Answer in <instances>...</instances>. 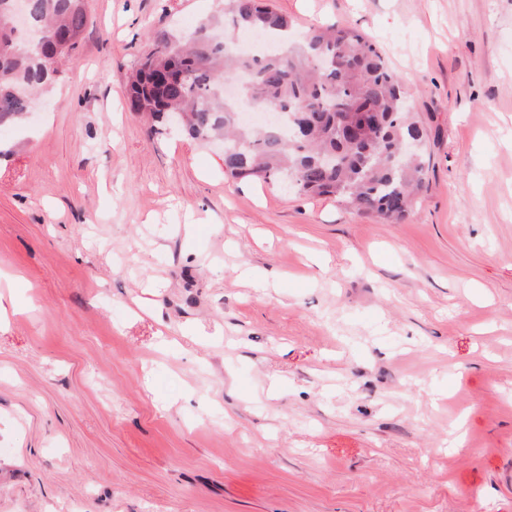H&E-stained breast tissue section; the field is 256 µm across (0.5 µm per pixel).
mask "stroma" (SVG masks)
I'll use <instances>...</instances> for the list:
<instances>
[{
    "mask_svg": "<svg viewBox=\"0 0 512 512\" xmlns=\"http://www.w3.org/2000/svg\"><path fill=\"white\" fill-rule=\"evenodd\" d=\"M273 3L409 80L417 207L226 177L125 103L224 0H89L0 130V512H512V0Z\"/></svg>",
    "mask_w": 512,
    "mask_h": 512,
    "instance_id": "stroma-1",
    "label": "stroma"
}]
</instances>
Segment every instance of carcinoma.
I'll return each mask as SVG.
<instances>
[{"label": "carcinoma", "instance_id": "cac0c4a2", "mask_svg": "<svg viewBox=\"0 0 512 512\" xmlns=\"http://www.w3.org/2000/svg\"><path fill=\"white\" fill-rule=\"evenodd\" d=\"M230 23L210 19L155 39L131 78L130 110L168 122L186 117L182 130L205 143L224 140V175L277 184L296 181L307 196H332L386 223L416 205L428 169L422 150L403 156L401 145L424 131L405 102L409 85L390 68L370 39L355 28L307 29L286 44L291 20L264 0H226ZM30 24L44 31L41 46L14 35L0 7V128L21 121L29 93L49 85L57 66L72 58L87 25L86 0H28ZM251 31L276 49L250 57L231 49L235 35ZM276 107L280 129H254L237 108Z\"/></svg>", "mask_w": 512, "mask_h": 512}]
</instances>
